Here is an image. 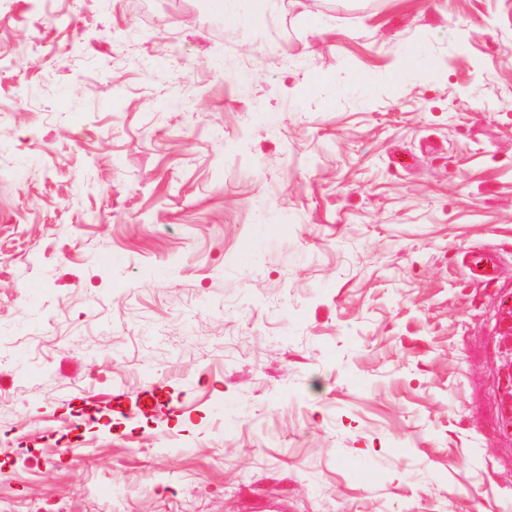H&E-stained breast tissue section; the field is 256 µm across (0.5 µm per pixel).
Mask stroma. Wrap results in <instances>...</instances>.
<instances>
[{"label": "stroma", "instance_id": "stroma-1", "mask_svg": "<svg viewBox=\"0 0 512 512\" xmlns=\"http://www.w3.org/2000/svg\"><path fill=\"white\" fill-rule=\"evenodd\" d=\"M269 2L0 0V512H512V0ZM499 336V347L504 361L499 387L506 411L504 423L512 434V305L504 310L500 318Z\"/></svg>", "mask_w": 512, "mask_h": 512}]
</instances>
